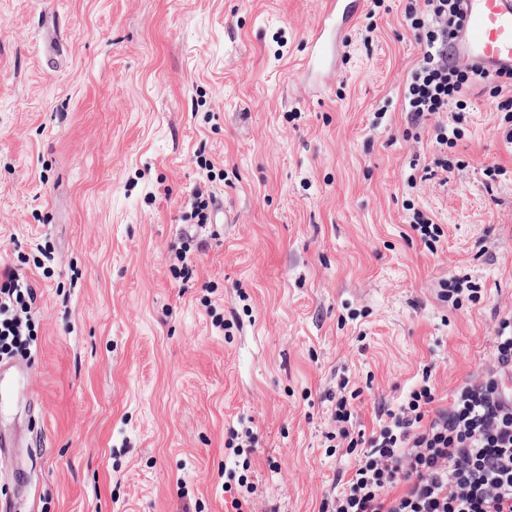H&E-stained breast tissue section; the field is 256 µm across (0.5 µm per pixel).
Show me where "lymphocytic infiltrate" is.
I'll return each mask as SVG.
<instances>
[{
	"label": "lymphocytic infiltrate",
	"instance_id": "obj_1",
	"mask_svg": "<svg viewBox=\"0 0 512 512\" xmlns=\"http://www.w3.org/2000/svg\"><path fill=\"white\" fill-rule=\"evenodd\" d=\"M461 0H409L405 11L423 52L404 87L411 120L463 109L488 87L497 111L512 121V69L489 73L456 65L448 40L460 27ZM35 291L17 268H0V356L29 346ZM494 364L456 388L445 408L430 386L409 392L388 411L340 490L319 512H512V321L494 338Z\"/></svg>",
	"mask_w": 512,
	"mask_h": 512
}]
</instances>
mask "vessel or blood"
I'll use <instances>...</instances> for the list:
<instances>
[{"label": "vessel or blood", "mask_w": 512, "mask_h": 512, "mask_svg": "<svg viewBox=\"0 0 512 512\" xmlns=\"http://www.w3.org/2000/svg\"><path fill=\"white\" fill-rule=\"evenodd\" d=\"M325 7L308 39V62H317L328 45H339L355 20L358 5L324 0ZM463 22L454 41L458 59L487 72L512 69V0H463Z\"/></svg>", "instance_id": "vessel-or-blood-1"}]
</instances>
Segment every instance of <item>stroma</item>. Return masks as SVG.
<instances>
[{
    "label": "stroma",
    "mask_w": 512,
    "mask_h": 512,
    "mask_svg": "<svg viewBox=\"0 0 512 512\" xmlns=\"http://www.w3.org/2000/svg\"><path fill=\"white\" fill-rule=\"evenodd\" d=\"M405 6L360 11L316 77L322 0H0V265L36 292L0 503L319 512L355 465L329 445L338 398L368 436L493 365L512 125L480 93L408 124ZM440 126L461 138L431 177ZM462 278L477 298L444 300Z\"/></svg>",
    "instance_id": "obj_1"
}]
</instances>
